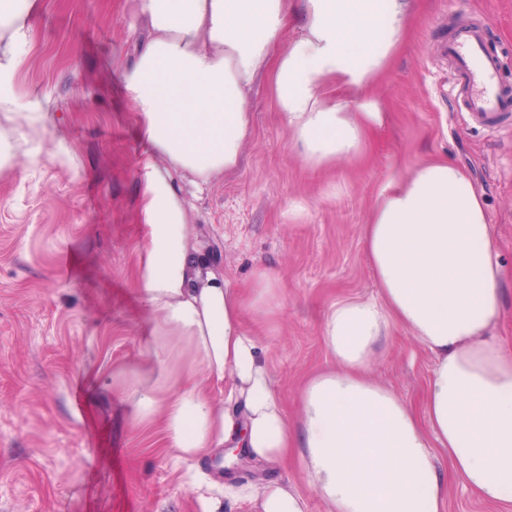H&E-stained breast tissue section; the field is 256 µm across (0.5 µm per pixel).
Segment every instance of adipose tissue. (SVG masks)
Returning <instances> with one entry per match:
<instances>
[{
    "instance_id": "1",
    "label": "adipose tissue",
    "mask_w": 512,
    "mask_h": 512,
    "mask_svg": "<svg viewBox=\"0 0 512 512\" xmlns=\"http://www.w3.org/2000/svg\"><path fill=\"white\" fill-rule=\"evenodd\" d=\"M411 0H133L146 34L123 71L149 155L138 170L145 239L133 286L146 329L112 374L135 420L162 432L177 460L241 448L277 469L297 454L327 512H444L447 450L466 490L512 502V344L496 336L503 266L481 192L444 158L414 164L379 190L362 227L378 288L326 314L322 337L338 368L307 381L289 419L252 330L279 310L285 287L258 270L230 287L198 256L184 194H203L237 170L251 132L248 92L270 74L272 101L301 159L324 167L356 155L384 125L372 88L404 42ZM38 0H0V166L16 151L10 129L38 138L50 112L20 104L11 78L29 49ZM301 33L282 35L291 21ZM358 95L346 112L326 93ZM406 329L434 358L422 410L368 376L380 343ZM248 512H306L282 479L224 486Z\"/></svg>"
}]
</instances>
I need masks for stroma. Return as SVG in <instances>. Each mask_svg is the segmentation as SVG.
<instances>
[{"label":"stroma","instance_id":"stroma-1","mask_svg":"<svg viewBox=\"0 0 512 512\" xmlns=\"http://www.w3.org/2000/svg\"><path fill=\"white\" fill-rule=\"evenodd\" d=\"M129 0H39L29 53L13 86L49 104L74 168L17 152L0 169V512H203L193 481L211 461L171 459L104 381L134 354L142 310L133 289L143 243L137 168L146 149L121 82L140 37ZM407 39L373 89L386 114L350 159L306 167L260 75L249 95L241 167L195 198L205 261L231 286L259 268L286 299L263 326L277 391H298L332 358L325 314L376 296L361 230L379 189L415 163L445 158L482 192L505 269L497 332L512 337V132L471 124L446 47L454 24L482 21L512 53V0H412ZM70 268L60 271V253ZM433 358L403 328L378 348L372 378L422 409ZM448 477L446 512H512Z\"/></svg>","mask_w":512,"mask_h":512}]
</instances>
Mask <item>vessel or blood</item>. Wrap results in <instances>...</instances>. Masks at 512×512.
Listing matches in <instances>:
<instances>
[{
  "instance_id": "obj_1",
  "label": "vessel or blood",
  "mask_w": 512,
  "mask_h": 512,
  "mask_svg": "<svg viewBox=\"0 0 512 512\" xmlns=\"http://www.w3.org/2000/svg\"><path fill=\"white\" fill-rule=\"evenodd\" d=\"M448 59L474 124L496 130L512 121V91L502 80L503 60L489 47L484 27L473 23L459 28L448 43Z\"/></svg>"
}]
</instances>
